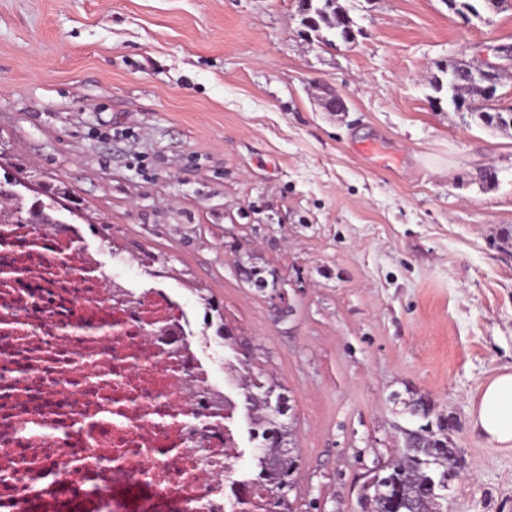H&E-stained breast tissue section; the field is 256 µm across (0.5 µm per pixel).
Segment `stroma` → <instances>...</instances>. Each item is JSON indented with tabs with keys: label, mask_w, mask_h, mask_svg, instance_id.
Instances as JSON below:
<instances>
[{
	"label": "stroma",
	"mask_w": 512,
	"mask_h": 512,
	"mask_svg": "<svg viewBox=\"0 0 512 512\" xmlns=\"http://www.w3.org/2000/svg\"><path fill=\"white\" fill-rule=\"evenodd\" d=\"M338 2L355 43L306 36L298 0H0V179L64 183L108 272L206 317L216 381L235 348L289 398L295 512H366L418 394L457 420L448 512H512V447L469 426L512 371V128L430 85L512 45V8Z\"/></svg>",
	"instance_id": "obj_1"
}]
</instances>
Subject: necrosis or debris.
<instances>
[{"label": "necrosis or debris", "instance_id": "1", "mask_svg": "<svg viewBox=\"0 0 512 512\" xmlns=\"http://www.w3.org/2000/svg\"><path fill=\"white\" fill-rule=\"evenodd\" d=\"M82 235L0 222V512H270L226 468L242 414L196 321L169 288L119 299Z\"/></svg>", "mask_w": 512, "mask_h": 512}]
</instances>
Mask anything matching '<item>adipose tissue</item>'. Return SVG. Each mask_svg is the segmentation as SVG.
<instances>
[{
  "instance_id": "adipose-tissue-1",
  "label": "adipose tissue",
  "mask_w": 512,
  "mask_h": 512,
  "mask_svg": "<svg viewBox=\"0 0 512 512\" xmlns=\"http://www.w3.org/2000/svg\"><path fill=\"white\" fill-rule=\"evenodd\" d=\"M471 425L499 447H512V372L499 373L483 386Z\"/></svg>"
}]
</instances>
